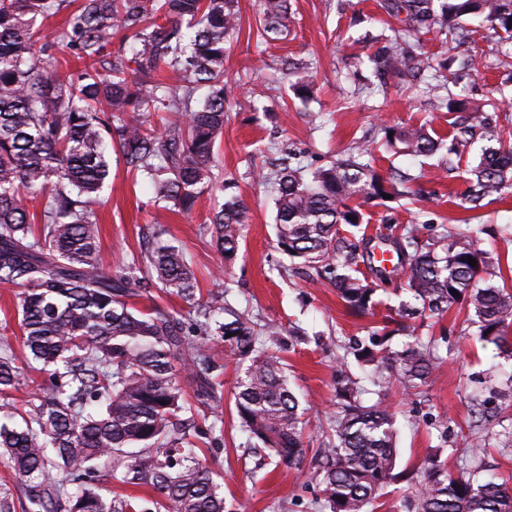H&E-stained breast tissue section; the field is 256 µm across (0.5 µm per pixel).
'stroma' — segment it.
Listing matches in <instances>:
<instances>
[{
	"label": "stroma",
	"mask_w": 512,
	"mask_h": 512,
	"mask_svg": "<svg viewBox=\"0 0 512 512\" xmlns=\"http://www.w3.org/2000/svg\"><path fill=\"white\" fill-rule=\"evenodd\" d=\"M387 4L388 0H290L287 39L261 44L259 0H240V35L224 60V81L235 103L224 114V133L216 149L226 190L212 188L190 213L178 214L155 203L149 182L133 179L116 154L96 206L101 262L107 270L139 258L153 230H164L166 239L185 248L197 277L198 297L224 295L234 307L281 331L277 354L300 401L307 453L298 466L273 460L255 469L254 453L235 409L239 369L235 361L224 360L221 399L211 406L213 417L223 422L224 438L217 445H202L200 455L221 477L225 512H316L313 451L337 407L340 356L363 390V403H383L393 414L399 469L413 471L431 454L454 467L468 439L482 435L488 442L486 463L498 477L512 482V442L504 436L512 429V396L497 395L503 372L512 371V353L481 342L466 308L406 316L401 306L410 294L404 278L394 273L378 283L373 313L350 315L323 270L292 263L276 245L274 200L263 175L287 151L325 166L363 142L374 149L371 164L377 172L400 170L417 177L408 196L364 206L361 227H341V236L358 245L365 276L375 275L370 253L388 249L389 238L420 221L431 234L451 225L469 231L512 289V192L504 200L469 209L464 200L467 170L480 153L479 145L462 149L454 169L443 168L458 113L435 108L423 84L407 86L394 74H374L369 56L376 41L392 36L400 26ZM462 25L473 32L469 41L458 46L429 33L420 41L422 57L433 66L450 56L477 60L476 76L462 80L455 92L496 105L499 140L512 148V70L498 64L499 59L512 57V39L470 19ZM285 57L311 65L310 101L296 98L287 83L274 81V70ZM372 81L378 89L369 95L362 86ZM250 99L256 100V108H247ZM419 124L442 143V150L413 159L384 145V126ZM228 195L237 196L251 216L237 256L229 263L200 233ZM382 326L391 334L392 349H403L417 337L431 338L443 356V363L414 390L403 391L394 380H372L350 356L354 340Z\"/></svg>",
	"instance_id": "stroma-1"
}]
</instances>
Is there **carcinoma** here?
Listing matches in <instances>:
<instances>
[{
	"label": "carcinoma",
	"instance_id": "1",
	"mask_svg": "<svg viewBox=\"0 0 512 512\" xmlns=\"http://www.w3.org/2000/svg\"><path fill=\"white\" fill-rule=\"evenodd\" d=\"M389 0V13L405 15L406 48L382 46L370 56L375 72L418 81L420 35L438 32L454 43L467 37L459 19L471 17L512 38V0ZM70 0H0V283L22 288L16 310L26 350L16 355L0 338V459L31 489V512H224V489L202 462L193 439L205 434L184 398L191 389L199 408L219 398V353L246 363L237 378L235 407L241 426L271 455L302 463L306 448L299 401L289 389L275 347L280 330L224 307L220 297L196 298L197 279L185 251L157 239L137 262L103 270L97 196L111 174L110 148L127 169L150 180L170 210L190 212L215 184V147L224 130L231 90L224 57L241 29L239 0H79L65 21L61 43L83 68L61 76L55 42L40 22ZM260 43L288 36L289 0H260ZM117 31L130 53L110 55ZM448 64L434 70L428 93L436 107L464 111L459 142L497 137L482 107L446 91ZM171 73V81L157 79ZM289 88L310 97L307 67L288 69ZM204 99L194 101L199 86ZM164 112L162 127L134 123L131 112ZM386 141L411 156H428L437 144L422 126L388 127ZM358 143L349 155L313 170L284 166L267 177L275 202L277 248L330 275L353 315L373 307L375 288L355 275L357 245L339 225L361 223V207L395 199L411 177H386ZM470 208L512 185V150L487 147L470 170ZM42 201L37 214L29 198ZM247 207L229 199L201 228L224 261L239 249ZM393 271L405 279L421 310L447 311L466 304L477 318L479 340L502 348L512 324V290L492 282L487 252L456 228L425 239L417 225L399 235ZM477 261L468 263L467 257ZM157 286L190 304L177 317L151 303L137 306ZM456 290L455 297L450 290ZM355 357L372 372L417 386L443 360L432 341L393 351L389 334L373 332ZM42 365L50 384L21 412L9 401L22 371ZM342 403L331 417L334 437L320 449L318 508L368 512L395 471L392 414L366 406L348 375L337 376ZM477 443L448 470L424 460L411 483L408 512H512L506 480L486 474ZM112 464L125 486H148L155 496L108 502L90 476L97 463ZM75 486L69 492L65 485Z\"/></svg>",
	"mask_w": 512,
	"mask_h": 512
}]
</instances>
